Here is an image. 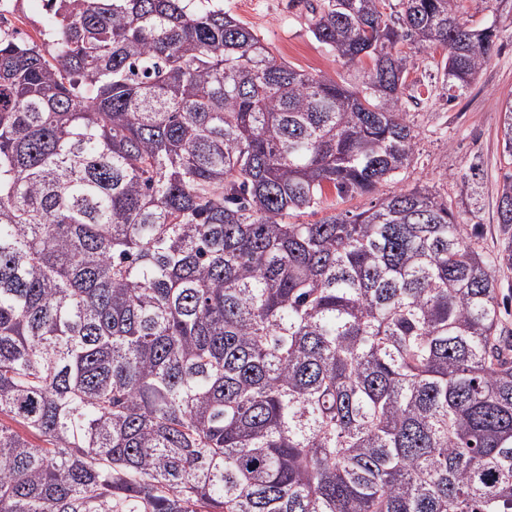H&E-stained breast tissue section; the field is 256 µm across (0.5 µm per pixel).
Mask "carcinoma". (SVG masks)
<instances>
[{"label":"carcinoma","mask_w":512,"mask_h":512,"mask_svg":"<svg viewBox=\"0 0 512 512\" xmlns=\"http://www.w3.org/2000/svg\"><path fill=\"white\" fill-rule=\"evenodd\" d=\"M297 2L361 85L212 0L0 30V512H512V171L493 256L426 189L291 221L410 165L405 47L451 101L499 31ZM512 272L508 271L505 276L499 277L498 293L499 299H503L501 315L504 325L510 330L512 328Z\"/></svg>","instance_id":"carcinoma-1"}]
</instances>
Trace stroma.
<instances>
[{
	"label": "stroma",
	"instance_id": "obj_1",
	"mask_svg": "<svg viewBox=\"0 0 512 512\" xmlns=\"http://www.w3.org/2000/svg\"><path fill=\"white\" fill-rule=\"evenodd\" d=\"M223 3L272 44L278 60L308 74L353 82L351 69L313 37L304 6L291 0ZM460 10L470 25L496 23L501 33L496 50L472 86L452 102L437 72L442 51L413 53L410 78L415 86L404 102L419 131L415 156L399 180L382 183L375 196L401 187L429 188L447 199L461 223L475 226L480 247L494 253L501 246L496 206L506 171L501 103L512 98V0H501L494 13L485 10L482 0H461Z\"/></svg>",
	"mask_w": 512,
	"mask_h": 512
}]
</instances>
